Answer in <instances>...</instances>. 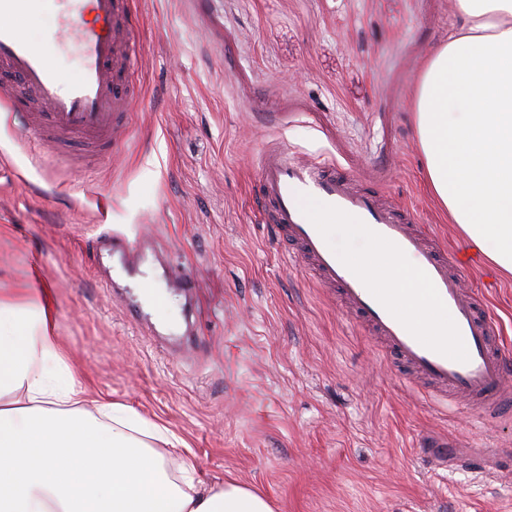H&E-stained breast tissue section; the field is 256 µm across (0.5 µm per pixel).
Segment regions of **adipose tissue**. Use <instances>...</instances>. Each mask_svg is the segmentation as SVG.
<instances>
[{
	"mask_svg": "<svg viewBox=\"0 0 512 512\" xmlns=\"http://www.w3.org/2000/svg\"><path fill=\"white\" fill-rule=\"evenodd\" d=\"M460 19L424 66L415 140L449 223L512 273V0H453ZM411 294L419 322L438 318L411 263L382 264ZM168 427L95 398L55 335L47 299L0 293V512H275L231 481L170 468Z\"/></svg>",
	"mask_w": 512,
	"mask_h": 512,
	"instance_id": "1",
	"label": "adipose tissue"
}]
</instances>
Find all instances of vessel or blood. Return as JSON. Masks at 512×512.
Instances as JSON below:
<instances>
[{"instance_id":"vessel-or-blood-1","label":"vessel or blood","mask_w":512,"mask_h":512,"mask_svg":"<svg viewBox=\"0 0 512 512\" xmlns=\"http://www.w3.org/2000/svg\"><path fill=\"white\" fill-rule=\"evenodd\" d=\"M31 0H0V105L30 116L35 147L59 157L79 142L88 157L104 161L125 142L135 89L131 77L139 50L131 33L130 0H58V36L77 41L85 62L65 78L23 31ZM258 178L267 218L277 239L296 247L320 287L336 291L364 319L394 356L408 382L423 381L448 398L478 399L490 415L512 407V363L498 322L478 297L467 293L446 249L418 228L410 210L382 204L361 191L334 164L299 158L279 147L261 154ZM361 225L371 241L393 258L409 257L426 285L433 315L448 318L445 332L422 326L393 288H370L357 265L339 262L327 242L326 225ZM130 275H137L145 242L113 235Z\"/></svg>"}]
</instances>
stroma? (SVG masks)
<instances>
[{"mask_svg": "<svg viewBox=\"0 0 512 512\" xmlns=\"http://www.w3.org/2000/svg\"><path fill=\"white\" fill-rule=\"evenodd\" d=\"M450 3L132 0L142 93L115 156L47 172L0 113V292L50 289L91 388L182 438L204 481L234 479L277 512H512V412L406 385L366 324L289 260L256 179L276 142L415 211L512 351V276L469 251L414 144L420 66L448 38ZM56 24V0H39L23 29L75 75L80 48ZM112 233L152 240L192 276L168 291L179 331L95 252ZM473 448L489 453L478 470L460 464Z\"/></svg>", "mask_w": 512, "mask_h": 512, "instance_id": "stroma-1", "label": "stroma"}]
</instances>
